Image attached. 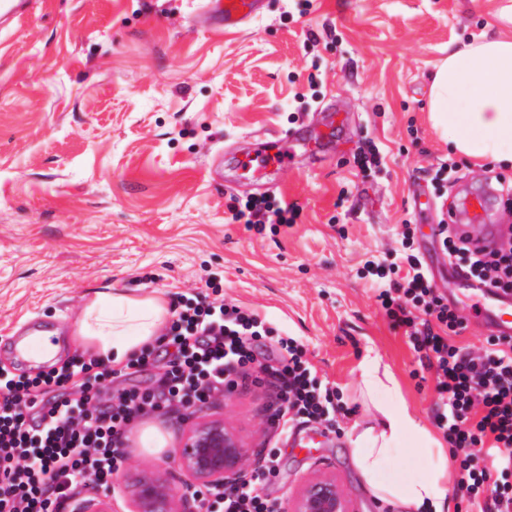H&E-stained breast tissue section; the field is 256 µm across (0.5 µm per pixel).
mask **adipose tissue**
Listing matches in <instances>:
<instances>
[{"label": "adipose tissue", "instance_id": "obj_1", "mask_svg": "<svg viewBox=\"0 0 512 512\" xmlns=\"http://www.w3.org/2000/svg\"><path fill=\"white\" fill-rule=\"evenodd\" d=\"M502 34L475 38L451 48L437 67L429 88L433 126L442 141L476 163H512V5L502 6ZM170 311L163 295L133 299L111 291L96 292L76 325L79 343L102 359L121 363L137 349L155 343ZM367 394L383 393L376 425L352 426L350 444L356 467L375 497L398 508L418 512H452L448 502V461L427 428L397 394L389 369L380 358L361 366ZM417 447L420 475L404 480L385 477L387 464L404 441Z\"/></svg>", "mask_w": 512, "mask_h": 512}]
</instances>
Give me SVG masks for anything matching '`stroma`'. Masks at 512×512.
<instances>
[{"mask_svg": "<svg viewBox=\"0 0 512 512\" xmlns=\"http://www.w3.org/2000/svg\"><path fill=\"white\" fill-rule=\"evenodd\" d=\"M506 0H269L264 16L234 34L195 29L187 0H43L33 21L0 35V370L36 376L83 355L73 338L84 305L114 288L133 298L163 294L171 306L205 296L260 315L302 343L323 385L339 389L350 413L315 423L301 447L267 422L280 406L263 377L272 344L199 419L223 417L253 452L275 453L267 491L286 501L302 477L335 474L356 512H385L356 471L347 432L374 424L360 364L379 355L398 390L432 425L433 380L414 378L417 359L402 331L374 304L360 270L383 257L426 192L429 173L449 158L463 177L444 200L481 187L475 162L456 155L427 111L430 81L458 41L498 34ZM336 100L348 124L334 161L295 159L275 172L297 224L258 235L234 223L228 196L200 168L215 142L287 126ZM384 156L363 177L352 154L364 140ZM351 197L337 208L342 191ZM466 325L453 342L485 337L477 296L452 287ZM39 321L58 351L47 364L14 353L18 334ZM163 361L113 366L102 398L154 385ZM180 411L151 413L128 427L124 453L144 472L170 469L184 430ZM156 429L163 449L142 433Z\"/></svg>", "mask_w": 512, "mask_h": 512, "instance_id": "1", "label": "stroma"}]
</instances>
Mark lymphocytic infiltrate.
<instances>
[{"label": "lymphocytic infiltrate", "mask_w": 512, "mask_h": 512, "mask_svg": "<svg viewBox=\"0 0 512 512\" xmlns=\"http://www.w3.org/2000/svg\"><path fill=\"white\" fill-rule=\"evenodd\" d=\"M228 209L234 222L258 234L291 227L300 217L299 206L275 196L234 198ZM419 232L413 219L404 220L396 247L387 258L366 261L362 273L372 280L378 308L415 353L416 377L434 376L433 423L456 462L453 496L475 512H512V342L489 337L477 351L451 343L464 321L434 285ZM440 247L477 280L512 292V240L486 256L447 234ZM272 336L274 328L250 310L190 299L166 329L167 371L152 388L91 405L83 390L69 385L78 371L97 368L110 376L98 358L74 372L32 378L0 372V512H77L82 489H110L118 476L133 418L231 391L238 370L254 361V344ZM276 339L280 360L264 368L282 392L273 426L285 433L298 424L335 421L343 409L339 391L322 386L294 338ZM274 470L270 458L239 485L194 490L199 512H280L265 491Z\"/></svg>", "instance_id": "1"}]
</instances>
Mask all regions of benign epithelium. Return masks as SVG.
I'll list each match as a JSON object with an SVG mask.
<instances>
[{
    "label": "benign epithelium",
    "mask_w": 512,
    "mask_h": 512,
    "mask_svg": "<svg viewBox=\"0 0 512 512\" xmlns=\"http://www.w3.org/2000/svg\"><path fill=\"white\" fill-rule=\"evenodd\" d=\"M173 467L198 487L237 483L245 476L250 450L224 425L222 419L198 420L187 428L172 450ZM178 489L164 474L139 476L131 485L132 512H177ZM284 512H357L332 474L305 479Z\"/></svg>",
    "instance_id": "benign-epithelium-1"
}]
</instances>
